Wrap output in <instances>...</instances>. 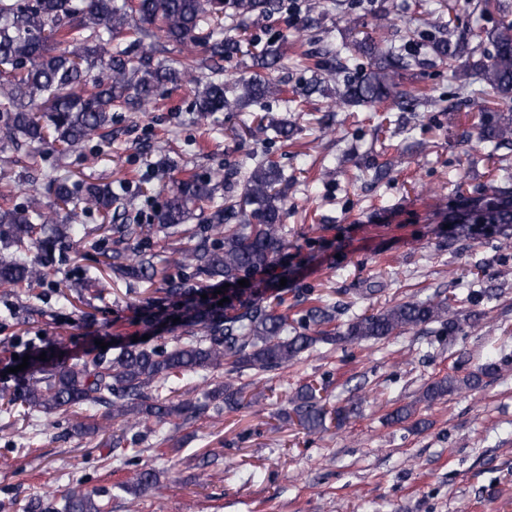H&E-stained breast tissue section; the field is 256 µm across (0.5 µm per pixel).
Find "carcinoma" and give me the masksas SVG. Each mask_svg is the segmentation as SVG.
<instances>
[{
  "label": "carcinoma",
  "instance_id": "1",
  "mask_svg": "<svg viewBox=\"0 0 512 512\" xmlns=\"http://www.w3.org/2000/svg\"><path fill=\"white\" fill-rule=\"evenodd\" d=\"M274 7L275 0H0V141L11 143L25 157L27 168L47 181L54 196L49 204L33 195L21 206L0 205V238L10 249L0 255V285L34 287L45 277L56 247L84 237L83 225L61 220L60 210L79 202L104 221L120 216L112 207L123 200L121 184L79 183L60 163L45 164L35 146L49 144L62 153L79 154L87 142L109 136L113 109L149 102L168 82L199 84L194 106L203 122L215 112L244 103L258 105L280 94L278 85L262 75L283 59L280 48L271 45L253 57L254 73L234 81L236 95L228 97L224 59L240 46L214 38L227 9L262 16ZM124 35L141 47L139 57L112 45ZM159 39L174 45L180 58L165 66L154 63L152 52ZM365 48L375 63L364 77L351 79L349 67L337 64L338 111L361 105L413 109L419 96L402 90L399 82V71L409 66L405 57L375 43ZM432 50L450 64L480 55L473 66L485 87L466 93L473 96L490 88L502 98H512V21L504 20L454 47L440 38ZM480 137L494 143L495 151L512 147V112L497 113L480 128ZM283 180L278 163L258 162L240 199L224 204L215 202V188L208 180L172 179L158 226L177 228L209 205L204 220L220 243L189 231L176 249V263L195 276L230 284L229 301L211 308L201 298L206 289L183 288L172 281L163 306L148 311L145 324L153 329L180 318L176 325L184 331L174 345L147 348L128 343L114 355L100 351L89 361L70 365L33 358L9 402H20L30 416L68 414L80 434L104 431L119 420L138 441L158 426L179 428L188 414L210 404L236 408L244 387L235 384L233 375L284 368L320 343L381 341L434 323L452 337L480 318V313H464L450 297L437 295L399 302L332 328L335 305L318 295L299 321L302 330H290L288 297L275 292L278 281L288 277V265L281 262L288 249ZM469 222L512 224V204L478 200L469 210ZM98 264L133 283H150L158 275L152 258L144 254L130 257L116 250ZM273 268L279 272L266 280L254 278L258 271ZM242 279L249 285L240 286ZM499 371V362L490 357L462 377L448 374L428 383L418 402L431 405L462 390L475 391ZM199 374L213 379L203 405L187 397V381ZM324 392L325 385L310 380L288 399L303 429H322L328 420L340 426L349 418L344 407L328 408ZM156 482L154 470L141 469L119 488L135 496ZM100 497L97 491L73 488L65 497L64 512H107Z\"/></svg>",
  "mask_w": 512,
  "mask_h": 512
}]
</instances>
